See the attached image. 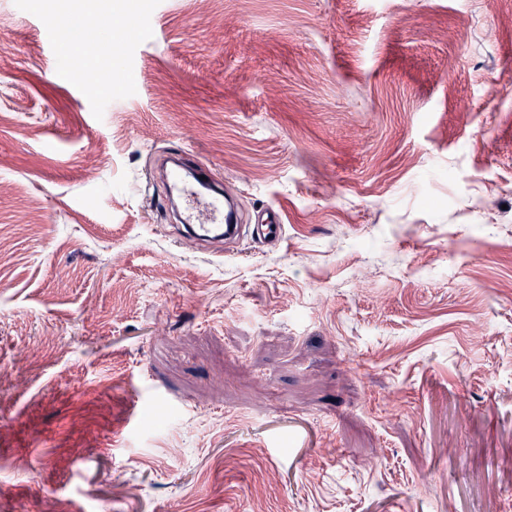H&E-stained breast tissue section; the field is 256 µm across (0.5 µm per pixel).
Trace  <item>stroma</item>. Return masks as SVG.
<instances>
[{"label":"stroma","mask_w":512,"mask_h":512,"mask_svg":"<svg viewBox=\"0 0 512 512\" xmlns=\"http://www.w3.org/2000/svg\"><path fill=\"white\" fill-rule=\"evenodd\" d=\"M0 512H512V0H0ZM172 165L175 168L170 170L169 176L174 187H170V197L183 200L181 224L185 230L201 240L226 242L237 237L241 225L223 191L214 188L209 169L198 161L190 163L185 156H180ZM189 168L193 169V175L187 173ZM178 172L189 176L193 182H181Z\"/></svg>","instance_id":"stroma-1"}]
</instances>
